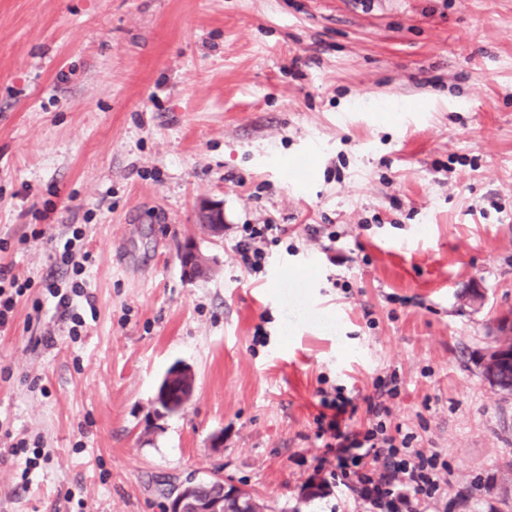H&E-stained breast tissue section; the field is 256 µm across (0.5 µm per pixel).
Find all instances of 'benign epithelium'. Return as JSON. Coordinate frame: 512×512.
<instances>
[{
	"label": "benign epithelium",
	"mask_w": 512,
	"mask_h": 512,
	"mask_svg": "<svg viewBox=\"0 0 512 512\" xmlns=\"http://www.w3.org/2000/svg\"><path fill=\"white\" fill-rule=\"evenodd\" d=\"M200 223L210 224L213 234L224 233V212L219 208H204ZM491 345L483 358L482 374L495 382L492 363L506 348L512 346V312H502L491 331ZM193 376L190 369L177 364L164 376L156 395V402L175 410L191 397ZM166 512H262L261 506L249 491L219 477L209 479L196 476L175 483L166 501Z\"/></svg>",
	"instance_id": "obj_1"
}]
</instances>
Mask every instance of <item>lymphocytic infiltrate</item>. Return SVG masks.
Listing matches in <instances>:
<instances>
[{
	"label": "lymphocytic infiltrate",
	"instance_id": "lymphocytic-infiltrate-1",
	"mask_svg": "<svg viewBox=\"0 0 512 512\" xmlns=\"http://www.w3.org/2000/svg\"><path fill=\"white\" fill-rule=\"evenodd\" d=\"M286 232V225L270 217L238 225L232 247L238 266L252 276L262 273L270 247ZM365 402L370 421L355 427L353 397L321 391L316 424L324 452L316 459L312 482L345 488L376 512H426L442 491L438 453L416 447L413 434H392L391 409L380 397L370 395Z\"/></svg>",
	"mask_w": 512,
	"mask_h": 512
}]
</instances>
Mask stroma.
<instances>
[{
    "label": "stroma",
    "mask_w": 512,
    "mask_h": 512,
    "mask_svg": "<svg viewBox=\"0 0 512 512\" xmlns=\"http://www.w3.org/2000/svg\"><path fill=\"white\" fill-rule=\"evenodd\" d=\"M269 216L253 278L235 227ZM311 224L346 263L300 271ZM76 228L78 276L54 249ZM0 241L32 280L0 331V512H164L191 472L368 512L304 490L317 394L393 373L394 424L448 463L428 512H512V395L481 373L512 310V0H0ZM76 279L77 328L46 289ZM178 362L194 392L165 413ZM232 251L238 266L250 276L262 273L268 263L269 248L281 242L287 225L266 218L262 224H239Z\"/></svg>",
    "instance_id": "35a3bbf8"
}]
</instances>
